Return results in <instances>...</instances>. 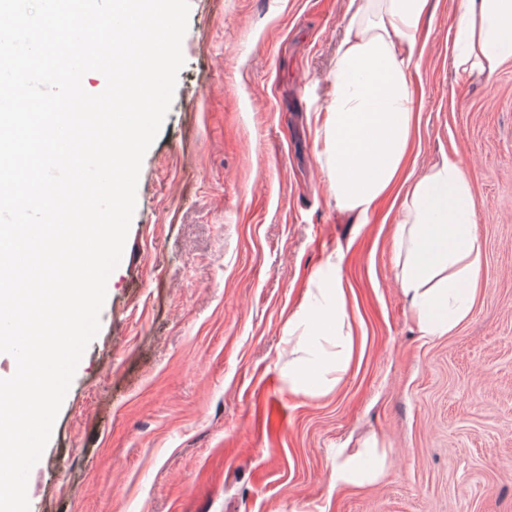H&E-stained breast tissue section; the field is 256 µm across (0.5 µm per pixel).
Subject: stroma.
I'll list each match as a JSON object with an SVG mask.
<instances>
[{"label":"stroma","instance_id":"obj_1","mask_svg":"<svg viewBox=\"0 0 512 512\" xmlns=\"http://www.w3.org/2000/svg\"><path fill=\"white\" fill-rule=\"evenodd\" d=\"M349 0H190L185 65L148 149L100 330L27 484L30 512H512V58H448L459 0H431L412 169L467 165L483 289L421 338L390 228L340 212L316 158ZM367 334L338 393L288 395V318L335 251ZM387 452L330 486L337 449ZM362 452L346 457L336 464L331 473L332 486L336 488L352 485L373 483L379 480L386 469V452L378 448V441L367 442Z\"/></svg>","mask_w":512,"mask_h":512}]
</instances>
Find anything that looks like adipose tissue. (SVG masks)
Returning a JSON list of instances; mask_svg holds the SVG:
<instances>
[{
	"instance_id": "adipose-tissue-1",
	"label": "adipose tissue",
	"mask_w": 512,
	"mask_h": 512,
	"mask_svg": "<svg viewBox=\"0 0 512 512\" xmlns=\"http://www.w3.org/2000/svg\"><path fill=\"white\" fill-rule=\"evenodd\" d=\"M430 0H349L328 90L313 116L318 163L339 211L369 223L384 205L392 226L395 278L421 336L448 335L472 312L483 244L475 202L459 162L411 176L419 113L414 80L418 34ZM448 51L465 76L492 75L512 57V0H459ZM344 255H329L288 320V393L319 398L338 389L363 357L365 335L350 307ZM386 469L377 442L337 463L336 487L373 483Z\"/></svg>"
}]
</instances>
